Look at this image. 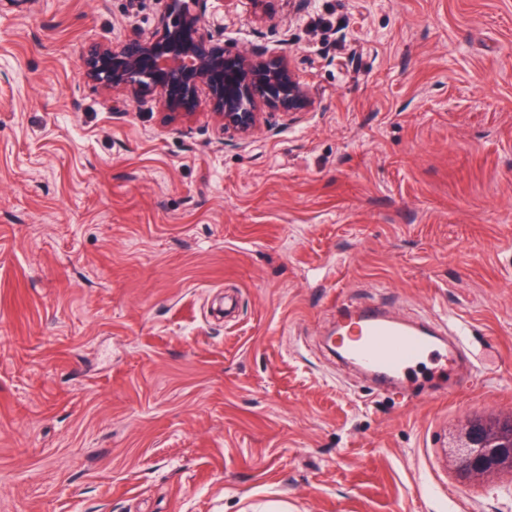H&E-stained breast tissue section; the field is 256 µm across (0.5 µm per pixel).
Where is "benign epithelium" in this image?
Segmentation results:
<instances>
[{"mask_svg": "<svg viewBox=\"0 0 512 512\" xmlns=\"http://www.w3.org/2000/svg\"><path fill=\"white\" fill-rule=\"evenodd\" d=\"M200 0H165L157 34L121 47H96L85 58L86 76L114 91L156 97L170 121L195 116L199 92L208 94L224 133L244 141L267 123L260 103L292 117L309 100L281 59L247 50L226 53L201 31ZM456 470L490 483L512 468V438L465 422L448 447Z\"/></svg>", "mask_w": 512, "mask_h": 512, "instance_id": "obj_1", "label": "benign epithelium"}]
</instances>
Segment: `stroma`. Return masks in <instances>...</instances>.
I'll return each instance as SVG.
<instances>
[{"label": "stroma", "instance_id": "stroma-1", "mask_svg": "<svg viewBox=\"0 0 512 512\" xmlns=\"http://www.w3.org/2000/svg\"><path fill=\"white\" fill-rule=\"evenodd\" d=\"M159 0H0V512H512L451 467L512 416V0H204L309 106L247 144L88 81ZM470 323L410 401L345 309Z\"/></svg>", "mask_w": 512, "mask_h": 512}]
</instances>
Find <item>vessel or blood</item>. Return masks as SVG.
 <instances>
[{
    "mask_svg": "<svg viewBox=\"0 0 512 512\" xmlns=\"http://www.w3.org/2000/svg\"><path fill=\"white\" fill-rule=\"evenodd\" d=\"M335 341L342 358L357 365L385 391L402 397L409 390L403 380L414 364L430 354L446 365H458L467 331L457 327L456 342L442 343L430 324L411 322L380 305H365L340 314Z\"/></svg>",
    "mask_w": 512,
    "mask_h": 512,
    "instance_id": "vessel-or-blood-1",
    "label": "vessel or blood"
}]
</instances>
